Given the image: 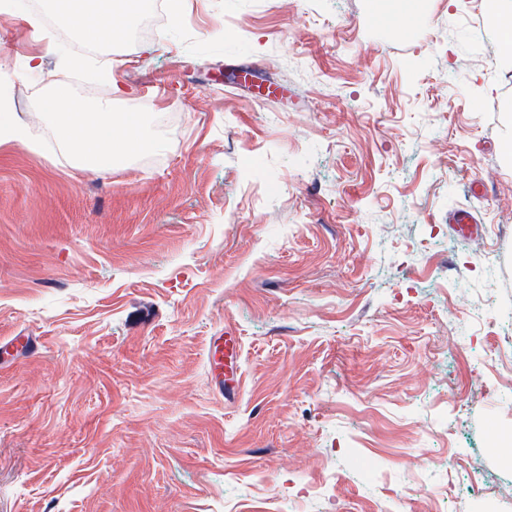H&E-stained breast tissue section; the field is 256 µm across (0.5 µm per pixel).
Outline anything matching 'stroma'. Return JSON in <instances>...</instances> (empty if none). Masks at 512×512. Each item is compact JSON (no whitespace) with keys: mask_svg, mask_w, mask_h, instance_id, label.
Wrapping results in <instances>:
<instances>
[{"mask_svg":"<svg viewBox=\"0 0 512 512\" xmlns=\"http://www.w3.org/2000/svg\"><path fill=\"white\" fill-rule=\"evenodd\" d=\"M392 2L183 0L95 50L0 13L41 143L0 146V344L37 345L0 365V512H512V67L475 0L403 34ZM105 60L166 148L92 174L33 103L111 99ZM215 336L208 350V367L213 374L217 372L218 377L223 374L224 366L229 375H234L237 363L240 358V344L236 336ZM225 358V363H224Z\"/></svg>","mask_w":512,"mask_h":512,"instance_id":"stroma-1","label":"stroma"}]
</instances>
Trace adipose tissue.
I'll return each instance as SVG.
<instances>
[{
    "label": "adipose tissue",
    "mask_w": 512,
    "mask_h": 512,
    "mask_svg": "<svg viewBox=\"0 0 512 512\" xmlns=\"http://www.w3.org/2000/svg\"><path fill=\"white\" fill-rule=\"evenodd\" d=\"M55 4L83 41L100 46L123 41L130 22L148 8L150 0H55ZM36 111L55 116L64 149L92 173L109 170L133 153L161 147L145 136L142 113L114 109L108 100L89 111L80 101L49 96L38 103Z\"/></svg>",
    "instance_id": "obj_1"
}]
</instances>
